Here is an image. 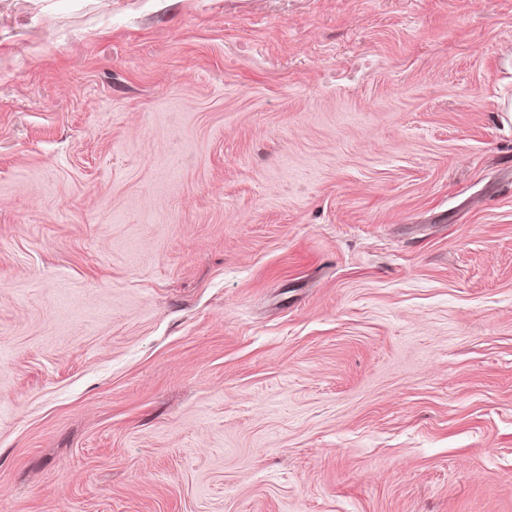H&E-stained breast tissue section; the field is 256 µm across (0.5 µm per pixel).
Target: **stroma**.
<instances>
[{
    "mask_svg": "<svg viewBox=\"0 0 512 512\" xmlns=\"http://www.w3.org/2000/svg\"><path fill=\"white\" fill-rule=\"evenodd\" d=\"M512 0H0V512H512Z\"/></svg>",
    "mask_w": 512,
    "mask_h": 512,
    "instance_id": "1",
    "label": "stroma"
}]
</instances>
